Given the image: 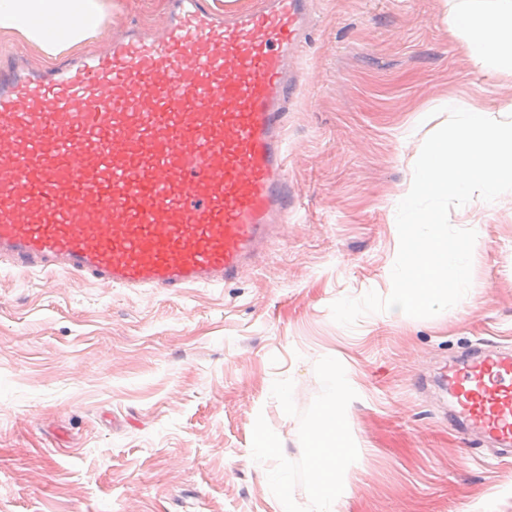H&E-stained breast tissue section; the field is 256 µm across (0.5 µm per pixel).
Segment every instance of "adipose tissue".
I'll return each mask as SVG.
<instances>
[{"mask_svg":"<svg viewBox=\"0 0 512 512\" xmlns=\"http://www.w3.org/2000/svg\"><path fill=\"white\" fill-rule=\"evenodd\" d=\"M442 19L465 56L481 70L512 78V0H440ZM112 15V0H0V35L22 39L43 56L56 57L95 35ZM348 384L337 379L315 422V440L332 438L310 455L318 474L306 512H339L344 491L339 444L350 417Z\"/></svg>","mask_w":512,"mask_h":512,"instance_id":"obj_1","label":"adipose tissue"}]
</instances>
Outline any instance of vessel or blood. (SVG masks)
<instances>
[{"label":"vessel or blood","mask_w":512,"mask_h":512,"mask_svg":"<svg viewBox=\"0 0 512 512\" xmlns=\"http://www.w3.org/2000/svg\"><path fill=\"white\" fill-rule=\"evenodd\" d=\"M316 0H169L102 55L0 60V260L177 294L251 277L296 207L287 120ZM448 422L512 455V349L440 371Z\"/></svg>","instance_id":"vessel-or-blood-1"}]
</instances>
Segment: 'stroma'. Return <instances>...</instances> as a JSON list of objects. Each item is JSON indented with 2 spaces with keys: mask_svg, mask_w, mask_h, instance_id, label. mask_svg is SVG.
Returning a JSON list of instances; mask_svg holds the SVG:
<instances>
[{
  "mask_svg": "<svg viewBox=\"0 0 512 512\" xmlns=\"http://www.w3.org/2000/svg\"><path fill=\"white\" fill-rule=\"evenodd\" d=\"M163 8L112 0L92 48ZM317 10L288 116L301 208L251 278L168 295L0 268V512H279L268 475L282 466L304 506L311 424L340 377V512H512V461L449 429L436 380L463 344L512 346V204L449 215L483 234L472 308L351 328L329 309L390 293L396 200L446 120L433 107L451 95L495 112L512 82L462 60L435 0Z\"/></svg>",
  "mask_w": 512,
  "mask_h": 512,
  "instance_id": "obj_1",
  "label": "stroma"
}]
</instances>
